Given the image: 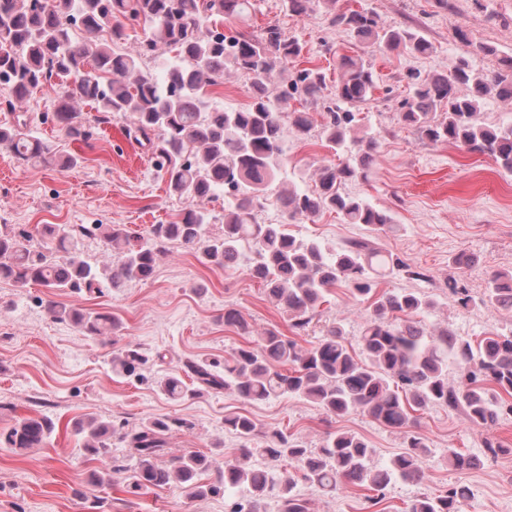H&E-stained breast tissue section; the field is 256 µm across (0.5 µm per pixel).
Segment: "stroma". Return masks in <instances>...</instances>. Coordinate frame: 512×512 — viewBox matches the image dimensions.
<instances>
[{"label": "stroma", "instance_id": "stroma-1", "mask_svg": "<svg viewBox=\"0 0 512 512\" xmlns=\"http://www.w3.org/2000/svg\"><path fill=\"white\" fill-rule=\"evenodd\" d=\"M451 3L445 10L437 0H334L295 15L281 0H260L251 24L256 32L276 24L286 35L298 37L305 45V66L324 69L328 83L336 81L340 53L363 55L378 78L360 122L361 130L378 140V165L369 181L346 183L343 191L387 211L393 224L371 231L326 212L291 223V233L330 249L365 238L373 247L400 256L412 269L426 272V279L401 273L385 279L383 289L431 296L434 306L423 319L425 328L447 326L475 343L494 329L512 331V312L480 304L460 307L449 297L445 281L463 278L480 297L494 274L512 272V175L488 155L423 141L415 129L399 123L396 110L397 101L407 94L402 79L407 69L445 71L465 54L454 35L456 27L467 29L474 42L496 49L492 55L467 54L476 72L493 73L500 58L512 56V0ZM348 8H364L384 23L420 29L432 45L430 52L359 49L330 23L333 13ZM69 83L66 77L52 78L49 86L35 90L13 110L4 105L8 91L0 88V124L12 122L14 111L24 112L42 140L81 158L70 168L26 169L0 148V225L26 230L41 249L49 245L41 234L45 224H122L142 233L153 224L177 222L183 205L167 194L151 152L127 135L124 116L112 115L95 126L89 143L65 137L53 112L58 92ZM285 154L284 175L307 180L334 158L315 136L288 137ZM461 255L468 257L467 266L456 265ZM50 301L114 314L123 329L115 338L81 335L71 323L48 314ZM228 306L250 323L253 336L270 328L288 329L286 313L246 271L205 265L175 243L159 258L150 279L119 288L106 285L98 293L64 294L0 280V431L18 418L35 415L50 417L56 426L44 447L21 453L0 448V512H232L235 503L247 499V491L237 488L191 500L173 485L133 496L119 474L109 487L89 485L90 472L102 464L83 455L72 431L73 420L87 416L132 426L162 415L187 419L193 428L170 439V456L199 453L220 464L233 459L240 446L239 438L224 428L229 413L248 415L260 431L281 430L311 448L320 446L327 432L356 433L373 448L379 465L402 451L403 431L360 412L331 418L310 402L279 397L247 403L224 392L181 402L167 399L156 389L155 379L189 360H223L242 344V336L224 325ZM367 313L366 300L338 287L327 295L317 317L321 326L343 320L347 340L353 343ZM129 345L163 353L165 359L148 364L143 380L116 377L112 354ZM414 430L430 451L422 483L396 481L374 507L360 487L344 486L328 496L301 480L296 493L307 500L311 512H403L414 497L438 495L460 483L469 490L463 512H512V420L480 428L459 412L433 407L420 412ZM489 440L501 442L504 453L486 458L484 444ZM452 448L482 458V465L465 472L451 469Z\"/></svg>", "mask_w": 512, "mask_h": 512}]
</instances>
